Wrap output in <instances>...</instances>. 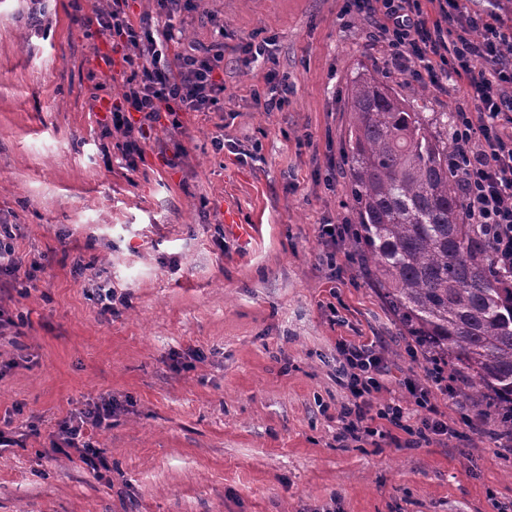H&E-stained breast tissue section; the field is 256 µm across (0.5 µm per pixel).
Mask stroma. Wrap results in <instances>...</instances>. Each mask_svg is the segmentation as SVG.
<instances>
[{"instance_id": "stroma-1", "label": "stroma", "mask_w": 512, "mask_h": 512, "mask_svg": "<svg viewBox=\"0 0 512 512\" xmlns=\"http://www.w3.org/2000/svg\"><path fill=\"white\" fill-rule=\"evenodd\" d=\"M105 0H0V224L16 251L48 255L33 286L0 288L21 335H0V416L22 443L0 447V512H496L512 502V450L486 422L421 447L336 440L346 398L336 342L379 340L386 402L429 366L390 311L351 238L341 157L348 88L383 78L425 112L459 100L409 77L345 0H189L183 46H224L223 108L148 129L137 171L101 99H119L121 66L99 63L74 23ZM267 38L271 61L241 53ZM291 87L282 110L255 94L268 74ZM224 140L215 151L213 138ZM186 153L177 169L163 155ZM233 205L253 233L224 223ZM83 274H75V264ZM114 289L113 311L92 295ZM112 396L95 436L109 469L90 475L52 453L70 411Z\"/></svg>"}]
</instances>
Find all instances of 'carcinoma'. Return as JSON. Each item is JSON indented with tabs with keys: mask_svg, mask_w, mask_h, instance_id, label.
<instances>
[{
	"mask_svg": "<svg viewBox=\"0 0 512 512\" xmlns=\"http://www.w3.org/2000/svg\"><path fill=\"white\" fill-rule=\"evenodd\" d=\"M348 112L343 159L364 265L425 357L512 436V270L467 223L448 163L454 113L418 112L369 73L351 82Z\"/></svg>",
	"mask_w": 512,
	"mask_h": 512,
	"instance_id": "1",
	"label": "carcinoma"
}]
</instances>
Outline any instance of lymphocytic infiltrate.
Returning a JSON list of instances; mask_svg holds the SVG:
<instances>
[{"instance_id": "f902f5d3", "label": "lymphocytic infiltrate", "mask_w": 512, "mask_h": 512, "mask_svg": "<svg viewBox=\"0 0 512 512\" xmlns=\"http://www.w3.org/2000/svg\"><path fill=\"white\" fill-rule=\"evenodd\" d=\"M168 19L153 15L132 19L126 0L81 15L84 29L116 36L129 68L118 102L109 109L107 124L123 132L122 159L136 170L144 157L143 126L167 117L179 127L183 112H216L224 86L214 73L221 53H196L177 45L171 23L183 0H157ZM436 18L423 11L421 0H353L372 20L387 44L392 62L420 86L445 89L463 84L470 107L458 108L452 139L455 169L461 177L469 223L484 225L498 264L512 267V26L501 19L485 21L466 15L460 0H432ZM483 69H475V62ZM337 377L347 392L338 421L340 436L355 442L385 438L392 429L413 443L442 441L455 430L433 401L434 390H447L443 365H432L427 380L406 378L404 403L375 401L383 388L387 361L377 343H337ZM112 425V404L67 415L52 440L56 453L77 456L92 473L108 463L94 444L95 434Z\"/></svg>"}]
</instances>
